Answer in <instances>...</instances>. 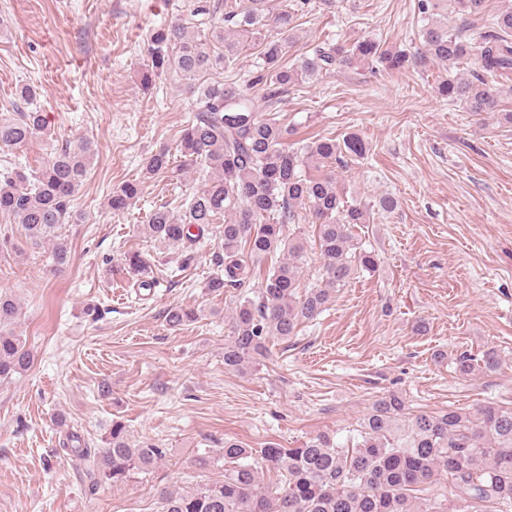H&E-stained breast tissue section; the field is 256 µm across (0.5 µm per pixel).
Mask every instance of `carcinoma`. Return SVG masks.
<instances>
[{
	"label": "carcinoma",
	"mask_w": 512,
	"mask_h": 512,
	"mask_svg": "<svg viewBox=\"0 0 512 512\" xmlns=\"http://www.w3.org/2000/svg\"><path fill=\"white\" fill-rule=\"evenodd\" d=\"M444 7L443 0H416L415 9L424 21L419 63L429 62L448 73L437 86L441 98L468 112H495L500 97L512 92V6L491 15L492 31L472 37L448 32ZM194 13L204 19L193 29L177 20L153 30L143 86L170 71L190 80L221 74L232 68L240 35L253 38L260 48L262 66L254 83L267 85L264 98L269 102L302 81L357 64L376 62L400 69L410 60L404 51L385 48L371 38L349 46L325 39L290 66L284 60L288 43L283 33L293 19L288 9L274 17L276 32L267 28L261 0L229 10L220 0L213 5L203 0ZM472 58L504 83L493 88L477 74L469 79L458 73L457 68ZM192 112L181 137L182 163L173 166L170 154L159 150L149 156L146 169L151 174L199 170L203 178L179 209L162 204L150 212L143 229L178 250L182 265L188 266L195 258L193 246L224 217L221 252L215 255L219 271L206 288L212 293L239 290L224 343V366L243 370L265 355L270 340L288 339L299 324L318 316L355 268L376 266L352 231L367 223V212L347 204L336 179L320 173L329 164L363 155L366 146L350 133L340 140L321 137L290 148V130L276 113L260 111L244 89L217 79L196 86ZM48 124L47 115L36 109L0 118V146L22 147L48 133ZM93 155L89 141L67 144L37 171L28 174L17 167L0 174V213L17 219L32 244L52 242L59 266L67 264L69 247L56 229L71 218L73 197ZM314 169L318 173H312ZM140 193L138 182L127 181L112 189L108 207L123 212ZM304 207L315 219L323 273L321 285L300 296L304 244L297 235L288 237L286 228L301 223ZM278 254L281 259L268 270L262 288L252 292L254 263ZM123 265L141 277L138 287H154L141 255H125ZM17 315L15 301L0 295V325ZM197 315L193 308L176 306L165 318L176 328ZM32 361L20 337L0 331V379L26 371ZM457 364L469 375L480 368L495 370L498 359L492 352L480 358L461 355ZM63 451L87 481L116 487L156 469L165 457L157 445L132 439L120 421L112 422L102 447L92 448L82 436L68 432ZM219 461L224 462L222 478L189 490H162L161 512H512V408L486 405L474 412L409 414L403 397L392 392L364 416L350 448L319 435L297 448L272 443L257 453L226 439L224 447L193 456L191 465L206 471ZM270 472L276 481H265ZM442 480L455 489L450 501L433 493Z\"/></svg>",
	"instance_id": "1"
}]
</instances>
